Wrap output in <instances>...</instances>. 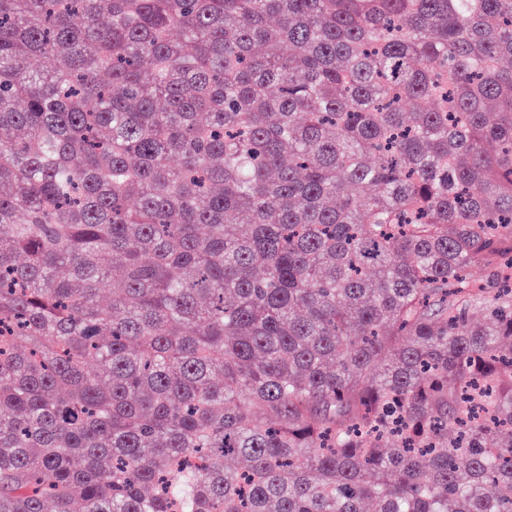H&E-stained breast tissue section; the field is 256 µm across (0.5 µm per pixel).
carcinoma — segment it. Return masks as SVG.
<instances>
[{"mask_svg": "<svg viewBox=\"0 0 512 512\" xmlns=\"http://www.w3.org/2000/svg\"><path fill=\"white\" fill-rule=\"evenodd\" d=\"M367 501L512 512V0H0V512Z\"/></svg>", "mask_w": 512, "mask_h": 512, "instance_id": "carcinoma-1", "label": "carcinoma"}]
</instances>
